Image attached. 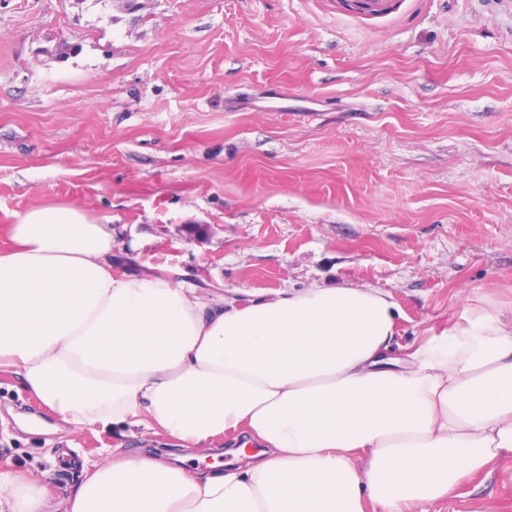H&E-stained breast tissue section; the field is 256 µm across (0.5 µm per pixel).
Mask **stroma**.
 Returning a JSON list of instances; mask_svg holds the SVG:
<instances>
[{"mask_svg":"<svg viewBox=\"0 0 512 512\" xmlns=\"http://www.w3.org/2000/svg\"><path fill=\"white\" fill-rule=\"evenodd\" d=\"M0 0V246L29 209L112 224V272L202 298L375 288L394 354L474 289L512 308V0ZM163 433L64 426L0 369V467L52 503ZM512 512V461L430 512ZM358 14L368 19H384L399 13L409 0H355Z\"/></svg>","mask_w":512,"mask_h":512,"instance_id":"obj_1","label":"stroma"}]
</instances>
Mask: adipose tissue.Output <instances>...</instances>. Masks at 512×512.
Wrapping results in <instances>:
<instances>
[{
    "instance_id": "1",
    "label": "adipose tissue",
    "mask_w": 512,
    "mask_h": 512,
    "mask_svg": "<svg viewBox=\"0 0 512 512\" xmlns=\"http://www.w3.org/2000/svg\"><path fill=\"white\" fill-rule=\"evenodd\" d=\"M105 217L27 211L0 248V368L68 426L166 433L196 448L244 432L242 466L152 455L84 469L67 512H413L512 459V318L466 307L403 357L386 293L313 287L205 302L164 274L112 272ZM0 470V512H49Z\"/></svg>"
}]
</instances>
